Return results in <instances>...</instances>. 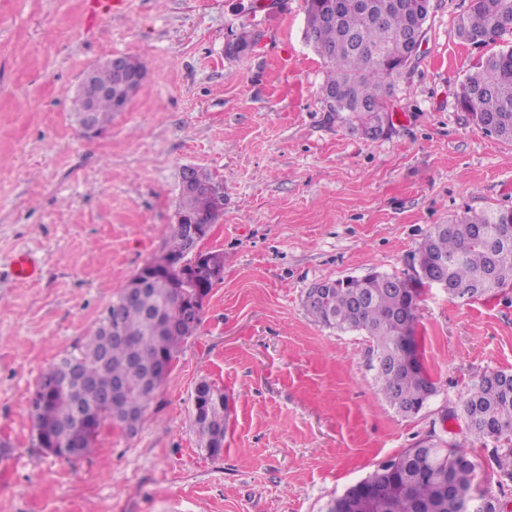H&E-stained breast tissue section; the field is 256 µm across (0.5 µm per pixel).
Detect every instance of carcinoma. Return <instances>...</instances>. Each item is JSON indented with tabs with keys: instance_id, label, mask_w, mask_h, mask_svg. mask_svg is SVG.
<instances>
[{
	"instance_id": "obj_1",
	"label": "carcinoma",
	"mask_w": 512,
	"mask_h": 512,
	"mask_svg": "<svg viewBox=\"0 0 512 512\" xmlns=\"http://www.w3.org/2000/svg\"><path fill=\"white\" fill-rule=\"evenodd\" d=\"M405 2L399 9L391 6V0H306L304 34L326 69L321 91L327 95L330 111L346 113V122L354 127L371 128L380 120L376 109L387 108L395 78L404 70V35L428 18L427 0ZM511 29L512 0H473L456 33L466 43L487 45ZM98 81L112 85V96L100 99L92 113L93 123L106 130L117 114L113 95L124 90L118 75L108 69L99 70ZM458 105L478 129L512 143V48L489 55L466 77ZM219 217L208 194L201 191L181 197L180 218L171 227L164 254L165 273L145 282L137 300L121 307L118 328L124 339L106 335L112 319L109 308L79 354L59 359L39 377L32 396L37 447L54 448L55 456L67 460L84 457L93 436L77 411L99 403L112 393L116 381L128 388V395L116 401L118 417L127 426L139 428L162 384L151 375L153 363L171 362L186 338L185 298L200 286L212 288L205 277L194 282L181 277L185 225L213 224ZM445 260L448 267L440 274L447 277L451 298H477L511 287L512 209L482 211L435 225L417 249V267L432 274ZM327 284L325 299L305 298L308 314L326 327L368 336L373 344L375 383L384 399L404 415L422 409L435 387L407 361L416 358V309L404 310L403 289L418 295L420 288L432 282L421 275L375 273ZM507 377L502 371L483 373L461 402L472 440L512 442V382L505 381ZM227 418L224 390L200 380L192 401V429L199 449L211 457L224 451ZM475 470V463L460 448L440 449L418 442L382 464L366 481L372 483L384 474L383 512H418L421 504L430 505L431 512H480L476 508L480 501L487 503V512H494L496 497L473 493Z\"/></svg>"
}]
</instances>
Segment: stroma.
Wrapping results in <instances>:
<instances>
[{"label": "stroma", "instance_id": "stroma-1", "mask_svg": "<svg viewBox=\"0 0 512 512\" xmlns=\"http://www.w3.org/2000/svg\"><path fill=\"white\" fill-rule=\"evenodd\" d=\"M85 0H0V512H325L334 497L421 440L456 446L478 489L512 502L503 442L447 418L484 373H512V288L481 299L422 289L415 344L436 393L396 412L375 385L371 344L315 323L313 285L412 275L437 224L512 208V143L457 105L465 76L512 47L458 40L471 0H432L421 47L394 87L382 134L352 129L320 98L324 64L305 42V0H125L91 22ZM259 32L244 55L224 46ZM113 55L148 63L127 111L86 137L73 97ZM224 180L203 243L224 273L134 435L103 426L68 461L33 443L43 371L76 352L102 311L163 255L181 172ZM39 278L20 281L15 256ZM228 397L224 452L197 447L192 395Z\"/></svg>", "mask_w": 512, "mask_h": 512}]
</instances>
